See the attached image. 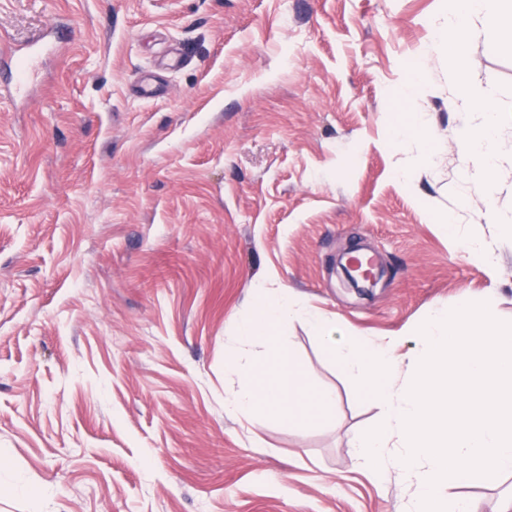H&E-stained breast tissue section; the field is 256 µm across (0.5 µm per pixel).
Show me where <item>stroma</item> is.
I'll list each match as a JSON object with an SVG mask.
<instances>
[{
  "instance_id": "obj_1",
  "label": "stroma",
  "mask_w": 512,
  "mask_h": 512,
  "mask_svg": "<svg viewBox=\"0 0 512 512\" xmlns=\"http://www.w3.org/2000/svg\"><path fill=\"white\" fill-rule=\"evenodd\" d=\"M445 0H0V512H398L348 442L371 398L301 321L327 418L224 412V345L274 280L384 341L463 297L512 322V228L463 167ZM512 215V45L473 23ZM154 73L162 91L137 96ZM495 251L490 272L460 242ZM376 253L371 295L338 256Z\"/></svg>"
}]
</instances>
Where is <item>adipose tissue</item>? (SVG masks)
<instances>
[{
  "instance_id": "ef3b65f1",
  "label": "adipose tissue",
  "mask_w": 512,
  "mask_h": 512,
  "mask_svg": "<svg viewBox=\"0 0 512 512\" xmlns=\"http://www.w3.org/2000/svg\"><path fill=\"white\" fill-rule=\"evenodd\" d=\"M495 32L502 39L512 40V0H448V15L439 33V44L448 48V80L455 89L462 111L482 115L479 127L464 125L461 144L466 171L482 179L486 188H493L496 164L494 136L497 105L495 94L479 89L468 78V43L472 37V20Z\"/></svg>"
}]
</instances>
